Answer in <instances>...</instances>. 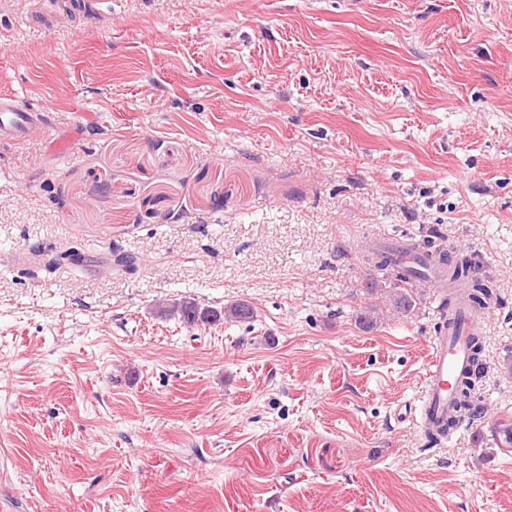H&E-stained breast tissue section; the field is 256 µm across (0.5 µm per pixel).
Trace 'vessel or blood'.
<instances>
[{"instance_id":"obj_1","label":"vessel or blood","mask_w":512,"mask_h":512,"mask_svg":"<svg viewBox=\"0 0 512 512\" xmlns=\"http://www.w3.org/2000/svg\"><path fill=\"white\" fill-rule=\"evenodd\" d=\"M46 116L39 106L24 104L15 96L0 95V142H18L35 127L45 126ZM389 255L405 270L423 271L424 284L440 297L447 288L442 274L429 266L421 251L398 242ZM424 385L417 405L408 408V418L420 431L447 423L457 414V387L462 376L473 370L472 342L481 336L485 314L458 298L438 304Z\"/></svg>"}]
</instances>
